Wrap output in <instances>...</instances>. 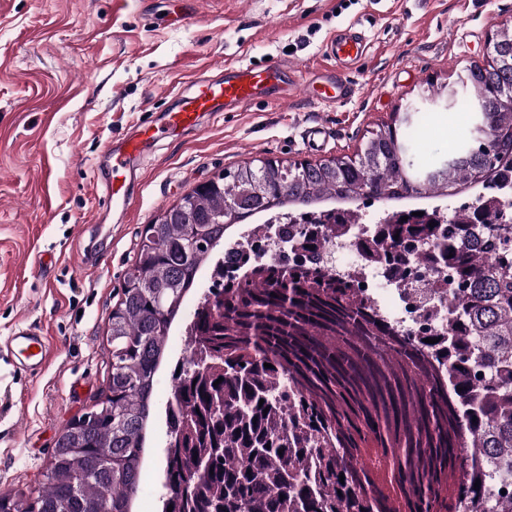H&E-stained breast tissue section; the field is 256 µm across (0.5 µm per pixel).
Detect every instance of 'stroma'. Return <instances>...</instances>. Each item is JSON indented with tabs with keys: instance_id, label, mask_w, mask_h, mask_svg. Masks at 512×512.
Returning a JSON list of instances; mask_svg holds the SVG:
<instances>
[{
	"instance_id": "obj_1",
	"label": "stroma",
	"mask_w": 512,
	"mask_h": 512,
	"mask_svg": "<svg viewBox=\"0 0 512 512\" xmlns=\"http://www.w3.org/2000/svg\"><path fill=\"white\" fill-rule=\"evenodd\" d=\"M512 25V0H0V342L21 324L56 348L37 377L0 357V495L38 489L55 442L106 395L108 318L133 265L139 232L199 183L261 160L282 165L355 156L370 132L485 64ZM354 28L369 52L349 73L355 93L324 102L297 91L203 119L198 131L148 145L125 211L106 193L107 156L138 124L171 110L179 91L228 64L287 65L303 83L333 70L323 47ZM326 127L323 150L306 126ZM460 99L420 113L418 159L465 142ZM91 252L93 265L79 257ZM55 262L38 274L34 254ZM187 336L175 322L155 375L143 480L132 512H161L171 370Z\"/></svg>"
}]
</instances>
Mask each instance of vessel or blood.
<instances>
[{
  "label": "vessel or blood",
  "mask_w": 512,
  "mask_h": 512,
  "mask_svg": "<svg viewBox=\"0 0 512 512\" xmlns=\"http://www.w3.org/2000/svg\"><path fill=\"white\" fill-rule=\"evenodd\" d=\"M325 51L333 57L336 72L325 77L320 87L312 89V96L324 101L350 98L354 89L345 72L365 55L363 37L352 30L340 31L327 43ZM275 88L285 97L293 92L283 67L275 63L263 67L230 65L222 76L197 81L174 109L144 121L136 134L124 139L121 147L109 155L112 171L109 202L113 209L122 211L129 205V174L148 143L161 140L166 134L178 135L197 129L206 116L250 105ZM0 350L13 356L17 366L33 377L42 374L52 353L49 337L25 325L17 326L5 344L0 345Z\"/></svg>",
  "instance_id": "obj_1"
}]
</instances>
